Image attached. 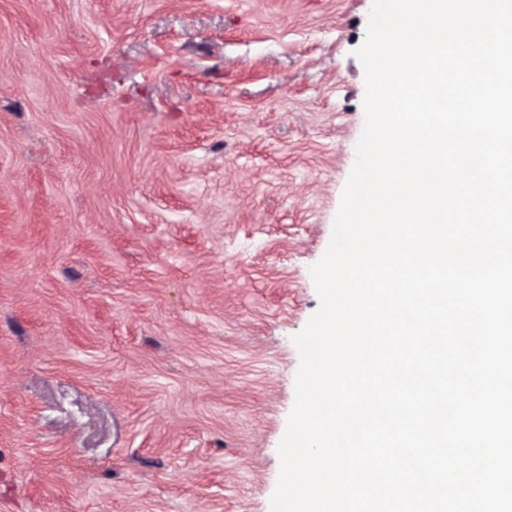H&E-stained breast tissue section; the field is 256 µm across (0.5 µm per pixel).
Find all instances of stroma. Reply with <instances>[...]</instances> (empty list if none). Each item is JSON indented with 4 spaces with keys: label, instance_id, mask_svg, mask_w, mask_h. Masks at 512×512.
<instances>
[{
    "label": "stroma",
    "instance_id": "1",
    "mask_svg": "<svg viewBox=\"0 0 512 512\" xmlns=\"http://www.w3.org/2000/svg\"><path fill=\"white\" fill-rule=\"evenodd\" d=\"M373 0H0V512H270Z\"/></svg>",
    "mask_w": 512,
    "mask_h": 512
}]
</instances>
